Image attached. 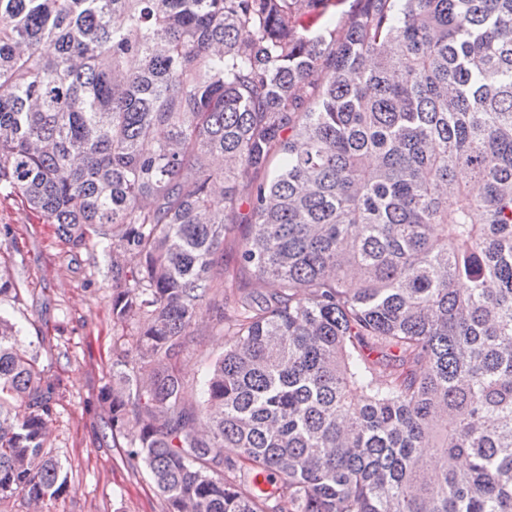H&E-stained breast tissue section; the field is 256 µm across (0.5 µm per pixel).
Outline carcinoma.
Here are the masks:
<instances>
[{
	"label": "carcinoma",
	"instance_id": "obj_1",
	"mask_svg": "<svg viewBox=\"0 0 512 512\" xmlns=\"http://www.w3.org/2000/svg\"><path fill=\"white\" fill-rule=\"evenodd\" d=\"M327 3L0 0V186L110 241L106 429L163 512H512V0L300 27ZM237 222L262 291L214 271ZM19 341L0 315V502L42 503L67 477ZM212 311L199 321L196 335L182 356L180 369L184 392L189 400L198 399L200 382L212 365L224 356V336L208 326Z\"/></svg>",
	"mask_w": 512,
	"mask_h": 512
}]
</instances>
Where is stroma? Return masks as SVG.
I'll return each mask as SVG.
<instances>
[{"label": "stroma", "instance_id": "obj_1", "mask_svg": "<svg viewBox=\"0 0 512 512\" xmlns=\"http://www.w3.org/2000/svg\"><path fill=\"white\" fill-rule=\"evenodd\" d=\"M0 277L18 296H1L0 312L22 329L44 380L56 386L47 449L67 475L63 494L42 512H162L146 469H131L103 433L112 381V254L98 236L76 249L9 188L0 187ZM224 354L222 333L200 320L181 363L184 392L196 400L205 373Z\"/></svg>", "mask_w": 512, "mask_h": 512}]
</instances>
